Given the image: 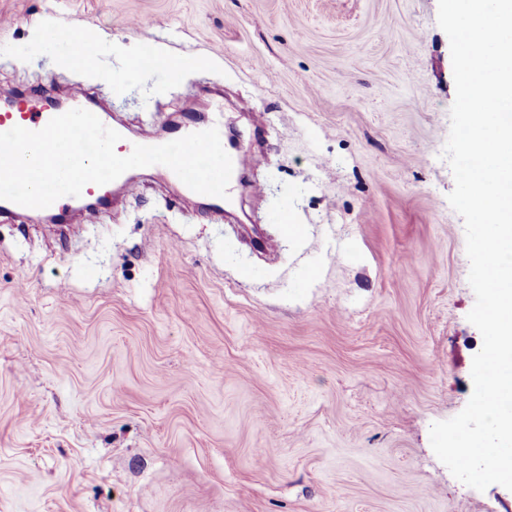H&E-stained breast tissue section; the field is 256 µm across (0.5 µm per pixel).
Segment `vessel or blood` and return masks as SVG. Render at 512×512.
<instances>
[{"label": "vessel or blood", "instance_id": "vessel-or-blood-1", "mask_svg": "<svg viewBox=\"0 0 512 512\" xmlns=\"http://www.w3.org/2000/svg\"><path fill=\"white\" fill-rule=\"evenodd\" d=\"M62 35L69 54L79 57L83 54L86 41L95 37L96 27L94 24L85 23L63 29ZM65 108L70 110L74 108L90 109L104 125L108 126L112 123V118L107 111L93 106L89 91L81 84L73 85L70 88ZM62 109L55 107L47 99L34 98L28 92H21L16 95L9 108H0V132L8 131L16 126L31 131L41 130L52 118L60 115ZM214 125L215 122L210 116H189L183 122L173 125L167 138L173 141L194 132L210 129Z\"/></svg>", "mask_w": 512, "mask_h": 512}]
</instances>
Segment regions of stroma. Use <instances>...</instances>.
Listing matches in <instances>:
<instances>
[{
    "label": "stroma",
    "mask_w": 512,
    "mask_h": 512,
    "mask_svg": "<svg viewBox=\"0 0 512 512\" xmlns=\"http://www.w3.org/2000/svg\"><path fill=\"white\" fill-rule=\"evenodd\" d=\"M437 15L0 0V97L93 85L133 140L217 105L262 157L222 212L151 172L65 224L0 222V512H512L429 438L482 347ZM88 22L97 68L79 71L44 28ZM147 40L205 64L131 72Z\"/></svg>",
    "instance_id": "obj_1"
}]
</instances>
